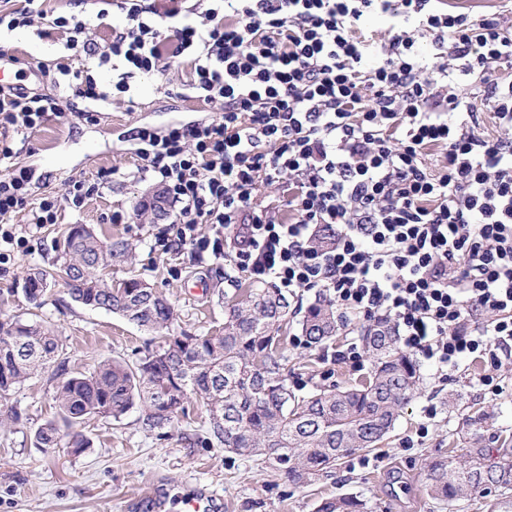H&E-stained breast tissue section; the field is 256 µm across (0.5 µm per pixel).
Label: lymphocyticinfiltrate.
<instances>
[{"label":"lymphocytic infiltrate","mask_w":512,"mask_h":512,"mask_svg":"<svg viewBox=\"0 0 512 512\" xmlns=\"http://www.w3.org/2000/svg\"><path fill=\"white\" fill-rule=\"evenodd\" d=\"M184 2L166 0L162 27L141 0H121L105 38L106 10L91 20L37 0L0 8V28L65 33L66 55L42 73L84 101L78 119L134 106V74L188 67L187 90L219 118L134 136L141 172L174 208L164 252L227 257L288 295L313 291L339 310L389 317L403 347L444 378L476 354L493 364L511 356L512 18L435 0ZM369 13L389 21L371 63L353 35ZM421 35L434 53L419 51ZM105 67L118 73L109 88L95 77ZM484 110L495 134L480 129ZM62 115L58 95L0 88V261L17 242L14 213L52 224L61 203L81 207L102 186L79 180L29 208L33 173L13 163L7 138ZM433 147L442 153L432 167ZM262 182L285 185L291 221L258 203ZM330 227L333 245L319 247Z\"/></svg>","instance_id":"obj_1"}]
</instances>
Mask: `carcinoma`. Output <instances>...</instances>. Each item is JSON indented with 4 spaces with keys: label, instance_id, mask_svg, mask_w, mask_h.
Listing matches in <instances>:
<instances>
[{
    "label": "carcinoma",
    "instance_id": "1",
    "mask_svg": "<svg viewBox=\"0 0 512 512\" xmlns=\"http://www.w3.org/2000/svg\"><path fill=\"white\" fill-rule=\"evenodd\" d=\"M63 265L76 284L65 283L73 301L119 315L137 327L158 332L163 344L146 350L138 363L104 360L87 372L66 375L63 344L55 330L37 322H0V404H8L26 379L57 365V414L34 432L38 448L90 446L71 431L88 416L120 421L131 410L149 429L171 427L192 399L207 407L211 437L224 451L279 459V471L309 484L331 472L346 455L377 447L394 429L420 381L419 367L398 344L387 318L360 327L371 373L354 385L318 389L299 397L286 371L279 332L290 303L276 288H250L245 298L224 306V326L200 336L172 328L170 302L146 281L130 276L113 280L104 270L132 260L127 240L104 242L82 224L67 229ZM33 268L22 290L34 305L57 282L55 272ZM343 316L329 301L311 304L302 322L306 344L320 347L336 337ZM484 415L470 418L465 452L427 465L428 495L453 512L467 490L491 497V512L512 506V448L493 447L484 434ZM367 502L351 494L324 498L317 512H368Z\"/></svg>",
    "mask_w": 512,
    "mask_h": 512
}]
</instances>
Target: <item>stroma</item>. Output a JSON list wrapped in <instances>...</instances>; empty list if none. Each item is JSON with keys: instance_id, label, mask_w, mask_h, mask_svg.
<instances>
[{"instance_id": "1", "label": "stroma", "mask_w": 512, "mask_h": 512, "mask_svg": "<svg viewBox=\"0 0 512 512\" xmlns=\"http://www.w3.org/2000/svg\"><path fill=\"white\" fill-rule=\"evenodd\" d=\"M6 47L16 69L25 72L40 63L53 64L66 52L64 34L45 35L32 28L13 32ZM188 78L183 66L136 76L133 110L120 105L92 122L54 120L31 136L13 139L14 163L44 174L34 200L65 195L72 180L106 176L98 196L78 210L62 206L56 223L36 228L30 226L27 211L16 213L12 222L24 243L0 264V321L19 318L55 325L68 373L88 371L112 358L132 365L145 344L161 343L159 336L118 315L73 302L60 282L41 306L27 301L21 291L25 273L51 267L55 242L69 225L86 224L100 236L127 239L136 260L133 266L113 268V277L135 275L162 291L175 309L179 329L204 335L223 326L219 294L235 296L250 282L248 274L231 270L225 260L199 264L189 254L155 249L164 223L134 215L136 204L154 185L130 151L134 128L146 124L162 130L217 114L215 108L182 96ZM116 212L122 221H113ZM346 319L333 343L310 349L299 343V315L291 316L285 354L290 379L299 383L300 393L316 386L343 387L361 378V371L336 357L360 340L363 317L350 313ZM419 365L418 391L388 437L373 450L341 459L329 476L308 486L288 482L263 457L235 455L211 444L208 414L194 403L175 427L151 432L142 428L135 411L119 422L86 417L77 430L90 446L78 455L35 447V430L55 415L56 375L46 370L11 397L25 416L23 424L0 429V512H182L184 499L202 489L222 503V512H316L322 498L337 494L363 496L371 512H448L447 505L426 492V465L435 455L464 447L467 419L477 411L487 417L486 435L512 437V357L496 367L471 357L446 379L439 378L429 361L420 360ZM483 374L503 379L504 393L484 390L477 382ZM431 406L437 414L430 420L426 411ZM424 422L428 436L406 447V439Z\"/></svg>"}]
</instances>
